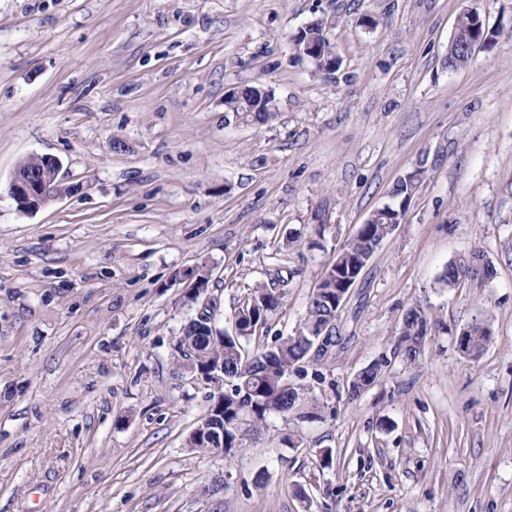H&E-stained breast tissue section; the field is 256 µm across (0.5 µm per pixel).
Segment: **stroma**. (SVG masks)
Here are the masks:
<instances>
[{"label":"stroma","mask_w":512,"mask_h":512,"mask_svg":"<svg viewBox=\"0 0 512 512\" xmlns=\"http://www.w3.org/2000/svg\"><path fill=\"white\" fill-rule=\"evenodd\" d=\"M467 10L493 39L452 70ZM317 19L327 76L293 47ZM245 86L276 119L226 112ZM33 155L69 191L27 213L8 183ZM414 171L335 347L288 376L317 416L271 417L229 455L188 447L211 389L177 368L201 308L184 271L210 268L220 329L256 284L280 292L252 340L273 344ZM472 252L490 282L439 283ZM414 306L432 331L409 363ZM475 319L492 339L471 359ZM0 512H512V0H0ZM308 32L314 37L321 46L325 44V52L321 54L320 61L316 72L323 73V71L334 72L339 67V59L336 57L333 47L325 35V25L323 20L319 19L312 23L307 31H304V36L308 35ZM408 318L405 325L402 324L396 343V349L402 352L406 361L413 362L421 354L418 349L422 337L427 334L429 322L422 308L416 310L414 307L408 309ZM420 312L423 314L421 317ZM486 332V329L478 327L476 321L465 326L458 335L459 351L469 357H475V340L476 336H479L476 343L478 358L486 350L490 341V335H486Z\"/></svg>","instance_id":"stroma-1"}]
</instances>
